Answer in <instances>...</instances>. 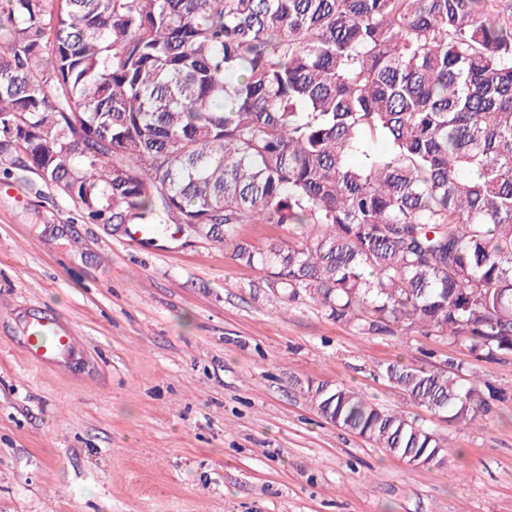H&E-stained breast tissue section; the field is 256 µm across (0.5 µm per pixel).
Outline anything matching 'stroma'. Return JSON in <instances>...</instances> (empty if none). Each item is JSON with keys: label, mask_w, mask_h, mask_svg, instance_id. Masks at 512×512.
<instances>
[{"label": "stroma", "mask_w": 512, "mask_h": 512, "mask_svg": "<svg viewBox=\"0 0 512 512\" xmlns=\"http://www.w3.org/2000/svg\"><path fill=\"white\" fill-rule=\"evenodd\" d=\"M53 319L82 341L63 371L19 342ZM472 364L499 395L415 467L327 423L308 383L425 418L375 376ZM0 512H512V355L363 335L269 288L189 231L133 242L37 175L0 174Z\"/></svg>", "instance_id": "1"}]
</instances>
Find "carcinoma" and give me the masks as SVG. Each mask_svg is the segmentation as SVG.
I'll use <instances>...</instances> for the list:
<instances>
[{
  "instance_id": "1",
  "label": "carcinoma",
  "mask_w": 512,
  "mask_h": 512,
  "mask_svg": "<svg viewBox=\"0 0 512 512\" xmlns=\"http://www.w3.org/2000/svg\"><path fill=\"white\" fill-rule=\"evenodd\" d=\"M0 163L103 224H184L362 335L512 353V0H8ZM240 224L312 225L259 248ZM381 375L471 424L462 361ZM327 422L408 463L449 445L358 391Z\"/></svg>"
}]
</instances>
